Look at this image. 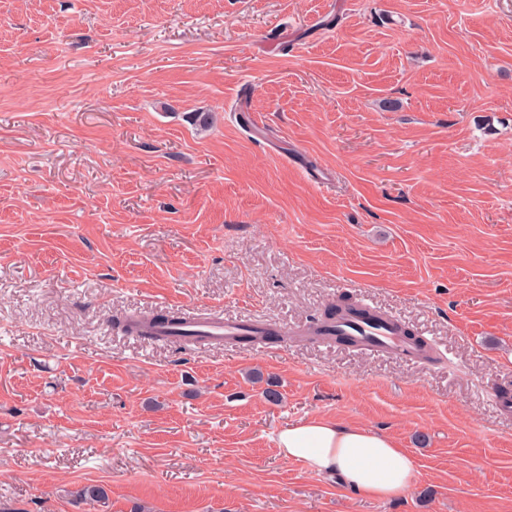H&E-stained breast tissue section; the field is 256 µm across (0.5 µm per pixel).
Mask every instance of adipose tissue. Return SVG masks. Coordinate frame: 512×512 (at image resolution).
Wrapping results in <instances>:
<instances>
[{"mask_svg":"<svg viewBox=\"0 0 512 512\" xmlns=\"http://www.w3.org/2000/svg\"><path fill=\"white\" fill-rule=\"evenodd\" d=\"M276 445L284 459L337 476L345 488L369 498L400 495L413 479V459L393 438L327 417L288 425L278 433Z\"/></svg>","mask_w":512,"mask_h":512,"instance_id":"obj_1","label":"adipose tissue"}]
</instances>
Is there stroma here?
Listing matches in <instances>:
<instances>
[{
	"mask_svg": "<svg viewBox=\"0 0 512 512\" xmlns=\"http://www.w3.org/2000/svg\"><path fill=\"white\" fill-rule=\"evenodd\" d=\"M339 299L440 362L302 337ZM152 312L288 338L112 325ZM508 385L512 0H0L1 506L512 512ZM313 416L390 435L410 488L283 459ZM182 323L173 326L170 329H162L163 331H174V336L189 337L206 345H223L224 343H236L235 337L244 334L249 328L278 329L271 324H244L229 323L224 321V317L220 315H210L201 317L184 316Z\"/></svg>",
	"mask_w": 512,
	"mask_h": 512,
	"instance_id": "obj_1",
	"label": "stroma"
}]
</instances>
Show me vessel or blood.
Instances as JSON below:
<instances>
[{
    "instance_id": "obj_1",
    "label": "vessel or blood",
    "mask_w": 512,
    "mask_h": 512,
    "mask_svg": "<svg viewBox=\"0 0 512 512\" xmlns=\"http://www.w3.org/2000/svg\"><path fill=\"white\" fill-rule=\"evenodd\" d=\"M331 328L336 334L349 337L355 345L369 351L409 360L422 356L421 350L402 335L395 321L372 309L363 313L342 311ZM246 330V324L229 323L219 315L188 316L174 327L177 336L189 337L206 345L234 342L236 336Z\"/></svg>"
}]
</instances>
